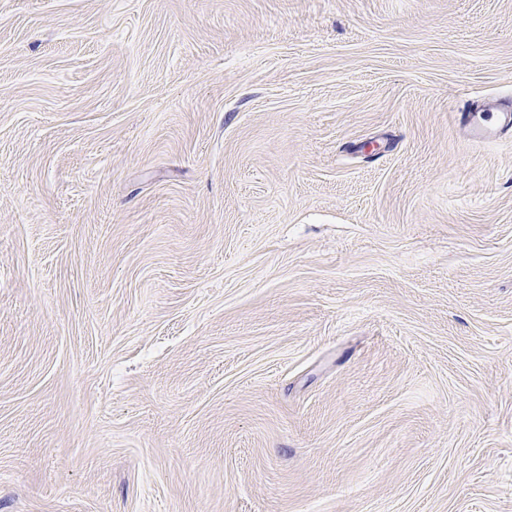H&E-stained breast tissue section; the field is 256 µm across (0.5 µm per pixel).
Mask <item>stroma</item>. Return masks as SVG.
<instances>
[{"mask_svg": "<svg viewBox=\"0 0 512 512\" xmlns=\"http://www.w3.org/2000/svg\"><path fill=\"white\" fill-rule=\"evenodd\" d=\"M512 0H0V512H512ZM512 109L501 108L495 99L488 98L472 105L469 112H464V125L470 135L478 140L490 139L497 131L512 127ZM495 116V121L488 118Z\"/></svg>", "mask_w": 512, "mask_h": 512, "instance_id": "obj_1", "label": "stroma"}]
</instances>
